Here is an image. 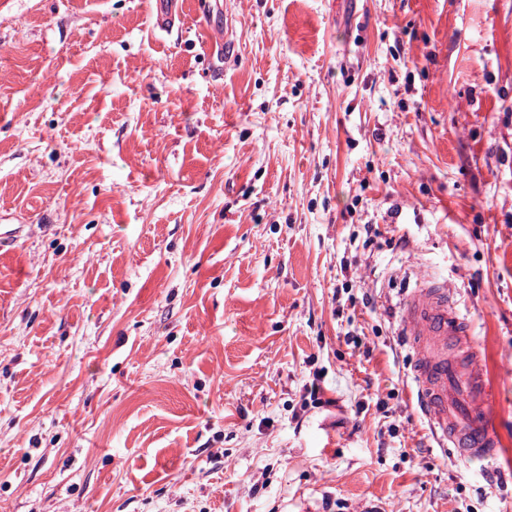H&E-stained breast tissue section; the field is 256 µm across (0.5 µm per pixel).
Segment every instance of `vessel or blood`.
I'll list each match as a JSON object with an SVG mask.
<instances>
[{"instance_id": "obj_1", "label": "vessel or blood", "mask_w": 512, "mask_h": 512, "mask_svg": "<svg viewBox=\"0 0 512 512\" xmlns=\"http://www.w3.org/2000/svg\"><path fill=\"white\" fill-rule=\"evenodd\" d=\"M401 331L415 352L412 385L428 430L464 460L492 456L489 386L471 348L468 321L445 283L428 278L401 309Z\"/></svg>"}]
</instances>
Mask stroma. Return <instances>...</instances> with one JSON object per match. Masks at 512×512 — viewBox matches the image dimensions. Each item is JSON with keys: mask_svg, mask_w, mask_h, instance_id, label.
I'll list each match as a JSON object with an SVG mask.
<instances>
[{"mask_svg": "<svg viewBox=\"0 0 512 512\" xmlns=\"http://www.w3.org/2000/svg\"><path fill=\"white\" fill-rule=\"evenodd\" d=\"M149 2L0 0V512H512V0ZM429 275L486 460L416 405ZM416 294L401 308V331L415 352L412 385L428 430L463 460L490 457V388L479 354L467 349L469 323L443 281L430 277ZM448 346L459 356L448 357Z\"/></svg>", "mask_w": 512, "mask_h": 512, "instance_id": "obj_1", "label": "stroma"}]
</instances>
